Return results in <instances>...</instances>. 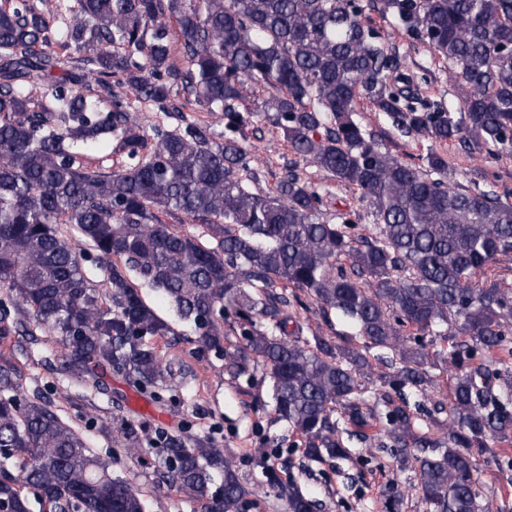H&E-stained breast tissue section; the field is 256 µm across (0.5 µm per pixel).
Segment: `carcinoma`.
Segmentation results:
<instances>
[{"instance_id":"carcinoma-1","label":"carcinoma","mask_w":512,"mask_h":512,"mask_svg":"<svg viewBox=\"0 0 512 512\" xmlns=\"http://www.w3.org/2000/svg\"><path fill=\"white\" fill-rule=\"evenodd\" d=\"M392 26L448 62L459 109L405 90L390 39L366 0H0V339L37 328L59 337L60 371L110 395L123 373L138 390L165 382L157 342L172 324L159 293L196 342L232 374L263 363L273 411L306 456L343 459L340 431L367 440L383 394L384 436L417 471L429 512H485L479 458L512 467V286L486 271L512 257V199L448 184V162H405L357 119L367 101L407 134L512 153V0H380ZM176 22V34L166 20ZM77 54L64 68L52 46ZM181 55L185 67L173 62ZM120 76L130 102L112 93ZM54 93L38 100L33 87ZM268 93L245 105L247 86ZM224 120L216 135L172 102L173 89ZM166 121L146 131L133 103ZM278 128L299 160L355 187L373 206L323 219V187L288 166L255 191L246 146L255 119ZM115 143L124 164L83 166L79 151ZM200 224L210 240L163 217ZM102 276L106 291L97 288ZM308 297L352 337L287 330ZM243 347L224 349L227 332ZM443 343L429 358L428 346ZM375 350L393 371L368 388ZM447 375L444 420L413 411L412 394ZM126 451L154 453L161 483L204 512H245L253 492L235 463L201 439L121 418ZM407 448H417L412 456ZM285 512L317 504L259 450L251 456ZM146 512L143 495L91 448L56 406L20 394L0 362V512Z\"/></svg>"}]
</instances>
